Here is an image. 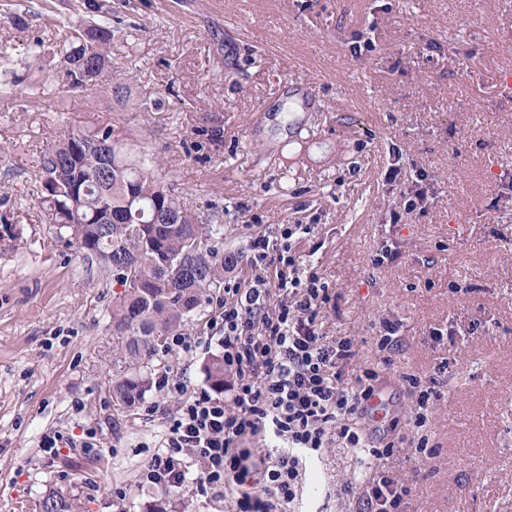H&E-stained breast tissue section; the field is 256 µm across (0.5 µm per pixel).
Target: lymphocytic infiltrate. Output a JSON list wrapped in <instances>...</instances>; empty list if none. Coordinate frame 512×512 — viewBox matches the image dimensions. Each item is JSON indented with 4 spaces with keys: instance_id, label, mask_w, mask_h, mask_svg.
I'll use <instances>...</instances> for the list:
<instances>
[{
    "instance_id": "lymphocytic-infiltrate-1",
    "label": "lymphocytic infiltrate",
    "mask_w": 512,
    "mask_h": 512,
    "mask_svg": "<svg viewBox=\"0 0 512 512\" xmlns=\"http://www.w3.org/2000/svg\"><path fill=\"white\" fill-rule=\"evenodd\" d=\"M400 173L396 163L385 173L398 190L390 211L394 225L403 215L424 212L435 197L425 170L408 182ZM314 232L311 224H282L275 236L253 238L248 261L254 278L246 285L225 280L220 302L224 395H190L180 379L157 380L181 402L167 417L163 448L140 472V487L158 492L185 486L190 455L201 469L197 492L223 489L232 512H289L306 458L339 444L374 462L366 478L342 482L339 512H404L424 459L436 453L425 427L443 399L448 365L422 378L403 376L404 416L374 418L368 402L380 371L394 365L405 342L394 322L382 320L373 338L380 366L358 370L355 338L323 336L318 317L337 295L298 251ZM396 455L408 469H387Z\"/></svg>"
}]
</instances>
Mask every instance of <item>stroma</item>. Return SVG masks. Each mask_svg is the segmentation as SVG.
Masks as SVG:
<instances>
[{"mask_svg": "<svg viewBox=\"0 0 512 512\" xmlns=\"http://www.w3.org/2000/svg\"><path fill=\"white\" fill-rule=\"evenodd\" d=\"M102 3L92 13L84 0H0V512H36L52 488L78 512H155L161 498L166 512L229 508L220 492L139 486L178 399L113 398L112 280L38 218L42 151L64 131L112 124L150 137L194 210L223 208L225 248L243 255L257 233L315 225L299 250L341 294L322 331L356 337L358 365L372 367V326L399 322L408 349L386 372L391 389L448 361L437 453L408 512H512V95L498 84L512 66V0ZM105 22L122 97L107 84L35 93L15 81L61 73L66 31ZM367 41L373 51L354 55ZM287 105L300 134L280 123ZM217 125L219 143L204 133ZM396 149L403 178L425 169L437 191L399 230L384 180ZM397 238L401 256L371 269L369 255ZM219 313L207 300L186 328L200 346L158 353L156 375L209 389ZM448 324L465 332L461 346L432 338ZM49 432H91L97 446L48 457ZM359 466L349 448L311 459L295 512H336V489Z\"/></svg>", "mask_w": 512, "mask_h": 512, "instance_id": "1", "label": "stroma"}]
</instances>
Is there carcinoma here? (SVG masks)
Wrapping results in <instances>:
<instances>
[{"instance_id": "1", "label": "carcinoma", "mask_w": 512, "mask_h": 512, "mask_svg": "<svg viewBox=\"0 0 512 512\" xmlns=\"http://www.w3.org/2000/svg\"><path fill=\"white\" fill-rule=\"evenodd\" d=\"M88 39L65 38L62 86L88 90L112 70V27ZM161 162L142 134L119 126L67 131L45 148L33 195L43 221L87 258H97L121 293L112 301V335L119 337L112 393L127 405L149 389L153 360L168 337L182 333L201 312L208 292L224 287V210L212 206L192 220ZM212 388L224 391V360L207 367ZM39 512H74V502L52 491Z\"/></svg>"}]
</instances>
